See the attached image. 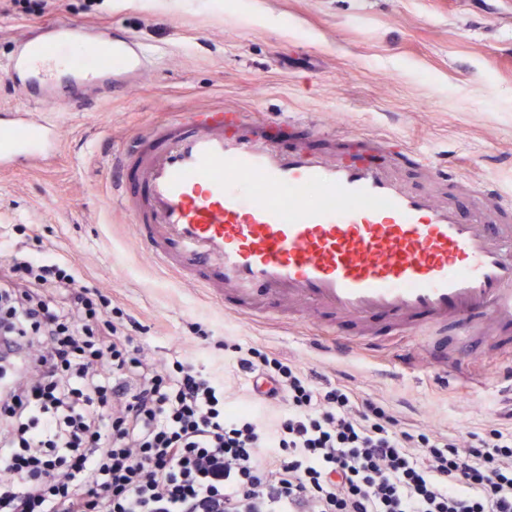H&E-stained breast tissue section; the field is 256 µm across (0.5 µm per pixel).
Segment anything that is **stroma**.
I'll return each mask as SVG.
<instances>
[{
  "label": "stroma",
  "instance_id": "stroma-1",
  "mask_svg": "<svg viewBox=\"0 0 512 512\" xmlns=\"http://www.w3.org/2000/svg\"><path fill=\"white\" fill-rule=\"evenodd\" d=\"M30 14L0 0V59L31 28L66 18L117 30L154 56L127 93L47 112L61 127L42 161L0 168V241L26 243L138 320L140 341L221 363L215 341L243 336L319 375L345 370L363 395L407 401L418 425L484 433L505 400L499 379L511 350L448 342V361L472 377L457 389L413 368L388 373L409 340L373 317L377 339L351 354L327 347L313 315L266 321L225 311L149 252L112 202V163L151 121L229 108L267 120L311 119L336 133L398 140L428 152L467 186L512 194V0H54ZM37 225L39 237L24 228ZM214 343L199 339V332Z\"/></svg>",
  "mask_w": 512,
  "mask_h": 512
}]
</instances>
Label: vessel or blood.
<instances>
[{
  "label": "vessel or blood",
  "instance_id": "vessel-or-blood-1",
  "mask_svg": "<svg viewBox=\"0 0 512 512\" xmlns=\"http://www.w3.org/2000/svg\"><path fill=\"white\" fill-rule=\"evenodd\" d=\"M152 55L137 39L59 20L15 42L0 75L23 103L0 119V166L41 160L60 140L42 114L139 81ZM288 121L246 112H188L150 126L124 149L113 202L165 268L225 309L257 316L303 304L331 315L323 331L343 349L336 319L393 321L427 354L425 370L451 375L442 328L458 342L494 316L493 338L512 333V196L476 188L421 151L405 152L429 175L415 188L392 159L359 134L328 152L298 141L282 146ZM319 203L307 201L309 191Z\"/></svg>",
  "mask_w": 512,
  "mask_h": 512
}]
</instances>
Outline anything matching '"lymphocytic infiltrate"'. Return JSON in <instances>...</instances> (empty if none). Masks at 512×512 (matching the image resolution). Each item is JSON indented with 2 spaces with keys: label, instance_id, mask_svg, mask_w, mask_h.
<instances>
[{
  "label": "lymphocytic infiltrate",
  "instance_id": "f902f5d3",
  "mask_svg": "<svg viewBox=\"0 0 512 512\" xmlns=\"http://www.w3.org/2000/svg\"><path fill=\"white\" fill-rule=\"evenodd\" d=\"M0 278V512H512V412L422 428L236 336L251 392L172 355L72 268L13 246Z\"/></svg>",
  "mask_w": 512,
  "mask_h": 512
}]
</instances>
